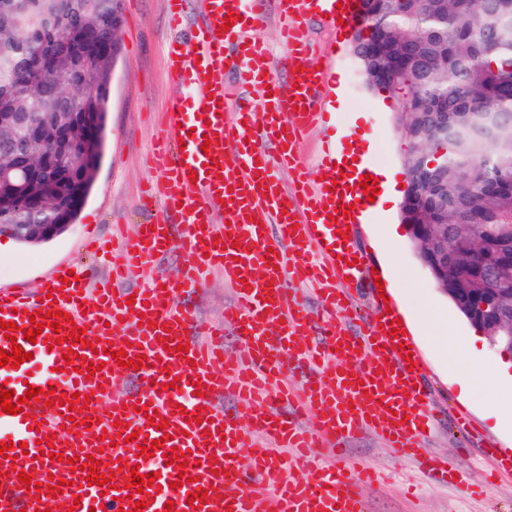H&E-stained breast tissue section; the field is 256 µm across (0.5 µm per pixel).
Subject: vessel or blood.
<instances>
[{
    "label": "vessel or blood",
    "instance_id": "b4317fda",
    "mask_svg": "<svg viewBox=\"0 0 512 512\" xmlns=\"http://www.w3.org/2000/svg\"><path fill=\"white\" fill-rule=\"evenodd\" d=\"M357 4L202 0L190 37L168 41L167 74L185 95L164 115L151 157L160 177L139 198L151 221L118 232L112 242L94 241L112 266L95 290H88L79 266L55 269L35 295L0 287V320L17 326L11 339L0 329V348L18 345L31 355L18 368L0 366V383L19 397L30 385L41 390L28 397L30 413L0 412V442L14 445L11 457L0 455V471L12 476L0 490V512H133L137 500L125 484L134 469L156 476L141 497L149 502L146 512H163L169 501L172 512H368L356 483L376 475L366 466L345 474L347 442L374 431L397 456L421 457L430 417L422 369L407 362V336L391 335L395 316L383 307L359 332L347 326L349 286L374 284L376 275L367 254L341 233L373 205L362 189H347L334 147L324 149L313 173L298 153L306 133L329 119L318 100L326 71L313 64L315 50L300 21L310 13L327 17L343 38L355 28ZM272 5L283 22L287 88L261 66L264 43L250 35ZM222 71L233 72L244 92L233 122L217 78ZM283 168L293 172V188L280 184ZM173 249L182 257L174 278L154 266ZM212 269L234 286L224 322L241 346L231 356L223 331L183 302ZM293 270L319 287L324 315L313 342L307 339L312 315L288 298ZM51 309L69 314V321L56 331L43 328L37 343L26 341L32 317ZM75 326L95 339L94 348L70 341ZM69 350L76 354L70 362L62 357ZM120 350L138 367H120L113 357ZM44 362L54 374H36ZM93 362L99 369L92 373ZM293 367L305 371L297 389L286 379ZM126 374L138 388L117 393ZM52 396L57 404H49ZM229 397L238 412L225 409ZM63 400L72 401L73 419L61 416ZM153 419L164 421V429L150 427ZM134 432L154 442L151 461L139 460ZM257 437L269 442L268 451L254 450L241 467L244 449ZM318 446L332 449L335 463L313 456ZM104 447L109 457L100 470L115 475L109 491L86 481L89 457ZM174 448L186 469L168 463ZM74 455L75 470L67 462ZM22 473L36 489L21 487ZM56 478L62 486L53 498L45 488ZM203 490V503L190 506L191 494Z\"/></svg>",
    "mask_w": 512,
    "mask_h": 512
}]
</instances>
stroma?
Listing matches in <instances>:
<instances>
[{
  "label": "stroma",
  "instance_id": "1",
  "mask_svg": "<svg viewBox=\"0 0 512 512\" xmlns=\"http://www.w3.org/2000/svg\"><path fill=\"white\" fill-rule=\"evenodd\" d=\"M201 10V0H187L185 22L175 29L166 0H123L120 51L95 185L74 224L55 239L27 247L8 234L0 235L1 287L38 289L58 266L71 263L85 267L91 279L103 278L107 268L83 251V240L111 237L117 219L131 229L150 221L137 199L143 183L154 176L148 154L160 133L158 116L184 95L166 76L164 46L173 37H188ZM302 25L307 38L320 48L318 62L330 64L326 101L343 103L342 109L334 111L330 126L313 129L305 137L302 160L315 167L325 140L335 138L337 132L371 133L375 141L370 164L394 171L397 183H405L404 159L411 145L399 131L400 104L388 91L366 84L353 55L352 38L337 39L325 22L315 18H304ZM354 234L376 266L397 259L398 279L388 300L408 319L421 322L422 329L414 333L413 340L434 416L433 428L423 441L424 455L447 460L458 475L480 482L488 445L512 450V395L493 402L478 381L468 394H461L454 372L447 369L430 340L446 326H453L457 335L474 338L473 358L478 364L488 369L503 365L511 375L512 353L480 336L437 289L416 255L400 211L375 212L368 223L356 225ZM233 295V286L215 270L199 293L186 297L185 302L201 320L223 325L224 307ZM349 448L351 463H365L385 477L383 483L362 490L369 512H512V476L483 484L481 494L471 497L459 486L425 480L416 463L395 456L378 433L358 436Z\"/></svg>",
  "mask_w": 512,
  "mask_h": 512
}]
</instances>
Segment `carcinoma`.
<instances>
[{"mask_svg":"<svg viewBox=\"0 0 512 512\" xmlns=\"http://www.w3.org/2000/svg\"><path fill=\"white\" fill-rule=\"evenodd\" d=\"M121 0H0V44L13 47L0 59V173L35 157V136L70 120L98 131L84 163L74 169L58 158L46 161L37 178L42 204L0 217L1 224H48L63 210L77 216L81 196L96 181L105 146L112 81V44ZM372 34L425 58L429 68L411 85L416 99L456 127L496 123L489 140L457 138L443 146L400 116L402 136L412 145L409 174L421 152L443 148L437 159L444 190L406 189L404 207L416 216L448 225V287L469 288L480 300L512 299V277L497 273L512 245L488 238L481 246L455 228L460 197L472 198L474 221L497 224L512 213V0H374L359 17Z\"/></svg>","mask_w":512,"mask_h":512,"instance_id":"cac0c4a2","label":"carcinoma"}]
</instances>
